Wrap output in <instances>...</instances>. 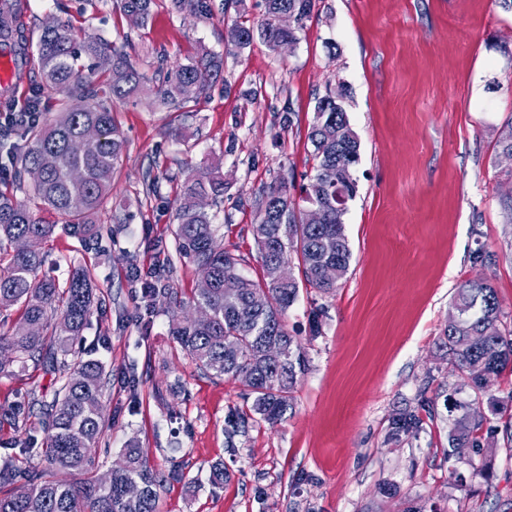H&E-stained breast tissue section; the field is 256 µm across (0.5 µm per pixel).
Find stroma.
<instances>
[{"instance_id":"obj_1","label":"stroma","mask_w":512,"mask_h":512,"mask_svg":"<svg viewBox=\"0 0 512 512\" xmlns=\"http://www.w3.org/2000/svg\"><path fill=\"white\" fill-rule=\"evenodd\" d=\"M211 3L200 16L155 0L138 28L120 0L17 2L25 37L64 25L127 49L148 73L161 56L171 67L201 48L224 57L221 81L191 111L159 107L152 82L138 98L108 102L127 141L112 209L98 218L112 235L86 245L59 230L41 245L44 273L88 270L102 303L82 341L108 378L99 473L133 439L163 478L161 512H512V373L476 391L443 345L455 287L469 277L492 284L512 328V161L498 145L512 114V10L501 0H318L292 50L257 41L233 55L224 40L235 17ZM11 59L0 113L35 94L53 117L58 92L27 56ZM329 93L342 95L360 141L358 192L344 216L353 259L332 293L301 289L288 311L308 358L292 410L274 426H242L245 387L197 369L170 334L168 303L146 310L130 270L173 265L171 288L194 294L199 269L175 253L174 198L189 168L217 161L218 237L244 275L260 278L251 202L275 179L299 185L311 173L308 129ZM148 175L158 181L152 195ZM479 250L490 258L476 265ZM62 380L30 364L0 373V458L42 467L38 414L30 450L9 415L29 398L51 401ZM468 404L484 417L482 446L449 455L448 432ZM405 411L419 427L395 432Z\"/></svg>"}]
</instances>
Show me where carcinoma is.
<instances>
[{
	"label": "carcinoma",
	"mask_w": 512,
	"mask_h": 512,
	"mask_svg": "<svg viewBox=\"0 0 512 512\" xmlns=\"http://www.w3.org/2000/svg\"><path fill=\"white\" fill-rule=\"evenodd\" d=\"M153 0H121L128 19L138 25L147 22ZM180 11L206 15L207 0H173ZM316 0H264L262 18L257 23L240 22L230 42L239 50L261 41L271 52L288 39L298 40L312 18ZM14 0H0V48L14 51L20 31L15 24ZM295 18L294 26L283 30L276 19L282 13ZM25 55L36 61L42 78L72 97L86 102L75 111L65 106L54 119L39 114V99L31 111L38 113L15 131L16 142L6 149L9 158H18L14 181L24 185V176L39 168L42 176L29 185L27 201L21 202L0 190V312L21 306L19 323L0 321V349L14 357L0 359V373L10 364L28 363L66 373L61 392L43 411L45 448L41 454L47 468L28 476L27 485L14 487L18 472L12 462L0 465V512H158L159 480L135 442L121 450L125 466L112 471L108 484L99 478L71 482L65 476L97 470V449L104 433L101 397L106 384L103 364L73 352L82 341L97 301L90 273L76 268L63 282L40 275L44 254L21 251L19 240L34 237L50 239L57 225L46 224L34 208L58 213L62 229L92 242L103 226L96 223L112 190L116 163L126 147V139L114 124L104 102L127 100L137 95L147 77L127 54L104 40L88 36L77 42L62 25L43 27L29 40ZM223 57L201 50L175 68L167 70L158 97L161 104L176 110L210 88L211 80L223 72ZM100 69L104 79L86 81L84 68ZM93 126L98 135L83 136ZM308 141L316 160L309 182L315 187L316 203L325 212L322 224L301 222V208L292 199L288 181L278 179L255 197L256 222L251 232L257 244L262 277L253 280L240 274V259L218 245L217 227L208 210L197 200L206 198L211 206L224 202V175L220 164L205 166L199 174L184 180L175 211V251L198 266L210 268L212 287L198 288L192 303L205 307L211 323L199 328L189 321L175 319L171 335L185 349L197 368L217 377L240 382L252 398L249 413L241 416L275 425L282 421L293 403L297 376L306 369L307 358L300 341L286 327L288 309L298 299L300 289L311 287L329 293L322 277L323 267L334 262L341 276L349 272L353 252L344 223L347 200L354 197L357 182L353 169L360 158V143L338 97L319 98L314 109ZM85 174L83 188L76 190L71 173ZM297 260L298 274L279 285L271 278L273 248ZM173 267L159 270L154 280L144 284L141 299L148 308L158 297L169 306L184 307L178 293L166 280ZM238 280L241 288L227 292L224 282ZM456 320L443 331L444 346L456 367L482 389L491 378L512 366V330L503 327L495 288L480 277L457 285L453 299ZM280 344L283 357L278 363L264 356L267 343ZM483 416L464 412L448 432V447H479L478 431ZM136 481L142 495L136 500L125 496L126 485Z\"/></svg>",
	"instance_id": "cac0c4a2"
}]
</instances>
